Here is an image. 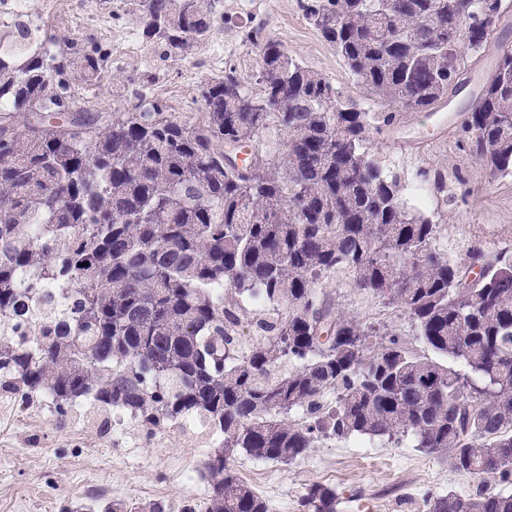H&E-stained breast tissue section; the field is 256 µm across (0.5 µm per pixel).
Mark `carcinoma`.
<instances>
[{"label": "carcinoma", "instance_id": "1", "mask_svg": "<svg viewBox=\"0 0 512 512\" xmlns=\"http://www.w3.org/2000/svg\"><path fill=\"white\" fill-rule=\"evenodd\" d=\"M144 38L187 50L206 39L204 0H140ZM380 112L342 99L260 26L255 94L235 66L205 85L190 124L156 101L106 119L32 112L55 75L85 83L103 58L57 61L30 26L0 50V399L50 395L60 420L88 405L147 438L179 421L221 439L205 462V512H273L228 462L291 463L324 437L381 438L448 457L482 478L428 495L427 512H512V244L464 256L448 225L410 206L370 132L430 112L494 31L505 0H300ZM490 178L512 177V52L465 120ZM403 315L412 338L347 316L322 284ZM70 295L71 306L57 298ZM258 295L247 344L236 326ZM378 347L368 351L371 338ZM461 363L460 372L454 364ZM300 411L305 421L288 419ZM313 483L298 512H337ZM105 512H170L168 501Z\"/></svg>", "mask_w": 512, "mask_h": 512}]
</instances>
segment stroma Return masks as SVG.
I'll return each mask as SVG.
<instances>
[{
  "label": "stroma",
  "instance_id": "1",
  "mask_svg": "<svg viewBox=\"0 0 512 512\" xmlns=\"http://www.w3.org/2000/svg\"><path fill=\"white\" fill-rule=\"evenodd\" d=\"M204 8L211 19L208 37L177 52L159 40L143 39L137 0H24L41 33L55 36L52 52L103 57L94 84L64 75L78 105L124 112L159 100L196 122L205 109L204 85L223 76L225 65H235L245 85L254 87L257 55L242 44L241 33L258 24L342 96L364 111H379L377 101L304 18L299 0H205ZM506 48H512V11L485 52L469 59V84L452 102H440L430 112L401 113L389 129L371 136L374 152L401 173L407 188L433 189L424 211L441 215L457 242L472 239L477 224L512 229V178L490 180L461 132ZM441 174L452 178L451 194L436 193ZM112 424L123 432L122 442L99 437L73 415L61 424L47 410L0 405V512H102L116 500L157 498L167 499L171 512H180L184 501L205 500L207 438L188 424L169 425L152 439L122 415H113ZM230 463L274 512H296L298 498L313 483L335 488L338 512H425L426 495L478 484L477 477L452 471L445 456L379 440L363 452L353 440L325 438L289 464L240 453Z\"/></svg>",
  "mask_w": 512,
  "mask_h": 512
}]
</instances>
